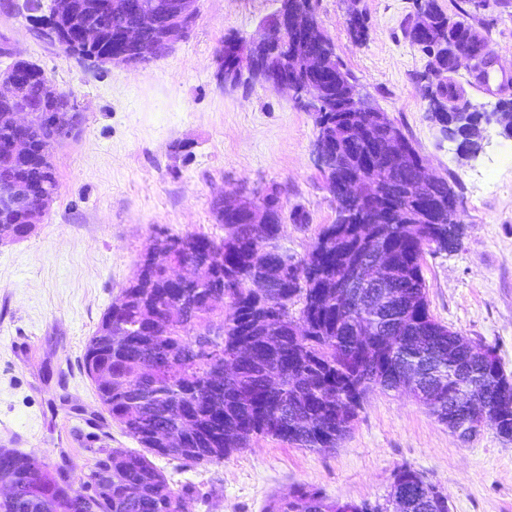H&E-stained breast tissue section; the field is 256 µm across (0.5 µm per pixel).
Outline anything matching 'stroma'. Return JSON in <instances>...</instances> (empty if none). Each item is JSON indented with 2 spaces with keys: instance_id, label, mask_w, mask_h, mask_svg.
<instances>
[{
  "instance_id": "35a3bbf8",
  "label": "stroma",
  "mask_w": 512,
  "mask_h": 512,
  "mask_svg": "<svg viewBox=\"0 0 512 512\" xmlns=\"http://www.w3.org/2000/svg\"><path fill=\"white\" fill-rule=\"evenodd\" d=\"M27 0H0V34L56 86L73 93L82 131L55 147L59 190L29 237L0 246V448L50 466L71 453L76 475L87 455L73 429L114 448L138 449L100 405L85 375V346L160 234L223 237L213 210L221 195L275 192L286 221L278 244L294 259L336 220V201L315 153V115L292 93L261 83L233 90L216 79L225 38L260 34L277 0H199L196 20L162 57L137 67L101 66L40 41ZM365 40L347 25L349 0H318L335 52L429 170L445 179L462 226L457 249L426 250L431 315L476 346L493 347L512 379V164L489 125L483 148L462 158L429 118L421 75L426 58L403 28L414 0H360ZM495 59L485 82L469 68L454 79L460 106L493 111L512 98V0L470 18ZM306 223H293V212ZM173 487L202 485L192 512H265L270 500L304 485L339 503L383 500L408 466L447 496L451 512H512V442L493 430L460 441L414 398L370 390L349 435L317 452L270 437L217 463L193 467L157 459Z\"/></svg>"
}]
</instances>
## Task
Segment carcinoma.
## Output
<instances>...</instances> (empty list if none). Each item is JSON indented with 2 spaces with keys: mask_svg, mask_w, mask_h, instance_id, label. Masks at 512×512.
<instances>
[{
  "mask_svg": "<svg viewBox=\"0 0 512 512\" xmlns=\"http://www.w3.org/2000/svg\"><path fill=\"white\" fill-rule=\"evenodd\" d=\"M95 0H82V16L100 24L112 45V33L138 21L136 15L100 16ZM426 11L448 32L454 45L478 37L461 8L452 17L438 0H422ZM480 38V37H478ZM488 46L486 38H480ZM24 104L31 118L24 135L29 153L15 155L10 142L16 130L8 122L11 104L0 99V237H28L35 225L31 212L45 213L58 191L52 150L59 143L53 117L70 114L82 128L76 99L59 90L44 70L31 63ZM318 136H331L332 165L340 173L367 174L381 190L390 223L376 224L369 214L344 213L336 202V223L323 228L314 249L334 255L322 262L313 255L303 261L277 245L280 225L262 233L240 217L224 215L215 202L224 237L207 234L173 236L177 248L163 253L157 268L146 274L137 266L129 285L105 312L83 355V370L95 384L101 404L122 430L146 452L94 446L88 473L75 478L70 455L42 468L26 453L0 448V478L9 479L13 497L0 501V512H190L206 497L192 483L179 489L170 483L150 456L185 465L220 462L249 446L257 436L271 437L299 448L332 451L346 438L365 392L405 391L427 413L448 424L454 399L475 398L477 409L462 410L458 433L488 426L512 440V383L494 349L475 353L461 334L431 315L422 273L425 248L459 245L461 228L405 223L409 199L420 191L411 166L390 153L388 133L350 112H319ZM382 244L395 258L387 290L391 297L368 305L372 288L336 293L320 285L344 278L352 264ZM220 261L216 280L233 279L232 288L210 283L183 285L166 280L162 266ZM268 282L260 295L251 281ZM222 293L232 300L224 316ZM305 330L296 335L295 322ZM370 325L374 334L364 336ZM237 352L245 358L224 373V361ZM105 372L108 379L99 380ZM171 434L182 444L170 448L157 441ZM96 479L88 498L83 487ZM266 512H449L448 497L410 467L394 473L384 503L339 505L318 490L298 486L272 500Z\"/></svg>",
  "mask_w": 512,
  "mask_h": 512,
  "instance_id": "carcinoma-1",
  "label": "carcinoma"
}]
</instances>
